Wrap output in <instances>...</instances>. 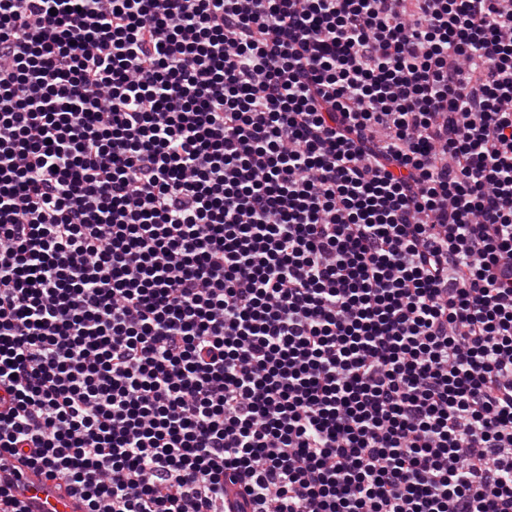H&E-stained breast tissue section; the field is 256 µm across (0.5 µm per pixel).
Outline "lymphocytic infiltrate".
<instances>
[{
	"label": "lymphocytic infiltrate",
	"instance_id": "f902f5d3",
	"mask_svg": "<svg viewBox=\"0 0 512 512\" xmlns=\"http://www.w3.org/2000/svg\"><path fill=\"white\" fill-rule=\"evenodd\" d=\"M512 512V0H0V512ZM27 498L32 512H81V501L77 496L57 492L51 482L34 473H25Z\"/></svg>",
	"mask_w": 512,
	"mask_h": 512
}]
</instances>
